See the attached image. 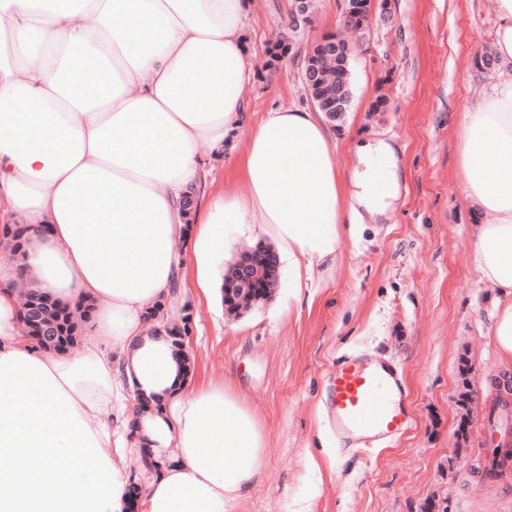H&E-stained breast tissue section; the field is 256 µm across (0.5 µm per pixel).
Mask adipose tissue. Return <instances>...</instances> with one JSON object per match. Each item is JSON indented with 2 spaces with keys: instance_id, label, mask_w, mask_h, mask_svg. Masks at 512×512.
Segmentation results:
<instances>
[{
  "instance_id": "1",
  "label": "adipose tissue",
  "mask_w": 512,
  "mask_h": 512,
  "mask_svg": "<svg viewBox=\"0 0 512 512\" xmlns=\"http://www.w3.org/2000/svg\"><path fill=\"white\" fill-rule=\"evenodd\" d=\"M499 66L458 129L476 222L472 263L495 292L486 334L512 380V0H496ZM251 0H0V223L26 229L42 291L93 302L80 357L20 331L16 270L0 267V512H229L261 473L269 437L230 385L192 382L188 352L146 318L193 276L212 299L228 223L256 224L301 298L331 271L347 224L398 196L396 147L371 139L337 164L322 113L275 107L242 145V190L186 214L199 143L224 147L252 82ZM96 25H89V17ZM385 170L389 189L369 186ZM186 240L191 267L174 250ZM67 459L60 469L59 459ZM154 476L138 496L137 471Z\"/></svg>"
}]
</instances>
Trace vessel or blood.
Returning a JSON list of instances; mask_svg holds the SVG:
<instances>
[{
    "label": "vessel or blood",
    "mask_w": 512,
    "mask_h": 512,
    "mask_svg": "<svg viewBox=\"0 0 512 512\" xmlns=\"http://www.w3.org/2000/svg\"><path fill=\"white\" fill-rule=\"evenodd\" d=\"M407 389L397 369L361 354L337 363L324 403L328 429L337 440L377 448L409 424Z\"/></svg>",
    "instance_id": "vessel-or-blood-1"
}]
</instances>
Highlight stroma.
<instances>
[{"label": "stroma", "mask_w": 512, "mask_h": 512, "mask_svg": "<svg viewBox=\"0 0 512 512\" xmlns=\"http://www.w3.org/2000/svg\"><path fill=\"white\" fill-rule=\"evenodd\" d=\"M290 0H251L247 34L255 79L246 116L223 152L198 146L207 192L224 191L226 170L269 108L313 110L301 79L304 54L345 0H316L309 25L276 73L265 48L287 32ZM496 0H393L365 39L332 32L351 51L353 99L331 127L341 169L354 163L351 138L382 137L404 150L407 176L390 219L344 234L333 275L315 273L313 302L289 294L281 263L271 296L239 314L221 299L189 303L186 342L195 373L232 382L261 417L270 448L260 480L233 512H289L311 479L307 454L325 429L329 371L355 352L391 361L403 375L410 425L379 448H343L323 474L313 512H512V465L480 473L492 453L490 413L498 357L486 327L491 295L471 255L473 218L458 178V126L483 89L474 60L492 46ZM386 96L385 111L372 104Z\"/></svg>", "instance_id": "stroma-1"}]
</instances>
